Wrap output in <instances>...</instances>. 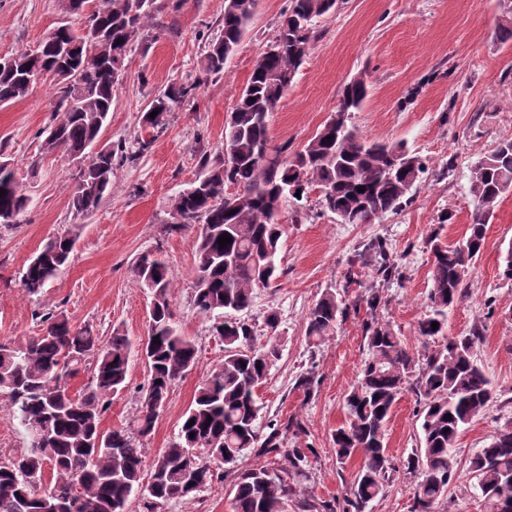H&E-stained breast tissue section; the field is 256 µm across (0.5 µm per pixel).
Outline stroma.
<instances>
[{
    "mask_svg": "<svg viewBox=\"0 0 512 512\" xmlns=\"http://www.w3.org/2000/svg\"><path fill=\"white\" fill-rule=\"evenodd\" d=\"M225 0H183L179 9L157 13L133 48L100 141H146L134 162L117 168L112 190L93 213L75 217L70 209L74 163L43 149L55 86L44 80L29 95L0 105V154L9 160L30 203L19 224L0 227V342L19 343L36 335L40 311L65 314L77 327L101 338L122 330L134 344L127 386L112 397L104 429L125 424L135 411L147 379L139 344L149 330L150 292L133 277L132 263L148 251L169 262L176 327L194 339V367L179 380L144 441L154 458L177 436L183 414L198 386L224 358V345L196 312L195 228L169 231L173 198L201 174L202 157L224 147V127L256 58L274 40L288 0H259L258 8L223 73L203 76L205 37L218 34ZM64 17L60 0H0V57L35 48ZM512 27L503 0H343L318 25V36L275 112L274 143L300 149L335 112L344 83L363 76L368 96L354 123L367 138L404 143L428 171L401 209L371 224H344L319 206L318 191L300 205L285 204V233L279 251L283 273L258 289L245 318L257 342L276 338L281 358L257 391L263 419L301 420L300 446L317 459L302 485L306 498L344 500L361 457L341 464L332 434L345 421L344 399L368 356L361 316L348 313L333 335L315 344L306 316L326 290L343 291L347 305L366 289L380 288L388 323L415 351L423 347L418 323L428 310L431 259L427 240L462 239L474 209L470 169L502 140L512 138ZM198 80L194 98L175 107L166 128H146L139 117L148 102L171 84ZM81 233L68 267L36 297L21 286V271L48 239L69 224ZM387 240L401 260L402 279L380 285L371 268L361 271L362 287L345 288L349 260L372 238ZM512 245V190L499 200L487 226L484 247L465 275L466 288L448 313L447 333L479 328L477 359L496 391L493 402L459 436L457 475L440 512H482L481 495L469 473L470 459L492 436L512 423V281L500 276ZM277 312L276 330L266 317ZM313 374L305 394L295 382ZM419 401L405 393L386 427L387 453L398 470L368 512H415L417 479L402 467L418 445Z\"/></svg>",
    "mask_w": 512,
    "mask_h": 512,
    "instance_id": "1",
    "label": "stroma"
}]
</instances>
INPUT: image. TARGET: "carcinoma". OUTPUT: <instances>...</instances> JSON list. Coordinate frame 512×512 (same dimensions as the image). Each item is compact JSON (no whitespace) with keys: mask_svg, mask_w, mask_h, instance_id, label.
I'll list each match as a JSON object with an SVG mask.
<instances>
[{"mask_svg":"<svg viewBox=\"0 0 512 512\" xmlns=\"http://www.w3.org/2000/svg\"><path fill=\"white\" fill-rule=\"evenodd\" d=\"M63 0L66 19L34 49L0 58V103L25 98L28 79L37 75L55 81L51 129L43 142L49 153L62 152L79 161L71 209L78 216L98 208L112 190L117 161H132L147 147L105 145L95 149L112 112L120 72L143 29L165 5L157 0ZM336 10V0H290L283 14L274 50L256 59L247 85L239 94L224 128V153L204 158V172L172 202L171 214L182 219L178 231L197 227L195 290L197 312L222 338L224 360L195 391L176 439L145 465L143 441L158 419L156 404L169 400L175 383L196 361L192 339L173 323L170 292L173 274L168 262L151 253L132 267L134 277L152 293L150 334L141 348L147 367L146 384L136 414L125 426L103 429L110 397L127 387L132 341L115 329L108 340L87 327H76L62 313L40 315V332L25 342H0V392L8 395L13 419L25 430L29 448L0 463V512H127L135 497L141 512H154L158 500L173 503L196 496L231 477L229 495L235 512H282L308 477L314 448H290L289 437L304 431L298 418L259 422L257 390L279 360L269 339L256 343L252 326L230 314L252 307L256 289L267 287L280 272L276 258L285 227L278 201L298 203L312 189L323 209L344 224H372L410 200L426 171L424 161L401 143L363 137L352 123L368 95L365 82L346 83L338 120H328L300 150L272 142L268 118L288 83L307 59L320 19ZM78 17L73 24L71 17ZM251 15L228 4L220 34L208 40L201 62L205 75H218L241 42ZM200 83L172 85L145 107L141 120L161 128L174 108L191 98ZM155 117H150V114ZM365 191H358L359 187ZM512 188V139L501 142L471 169L469 192L475 209L468 235L445 245L432 237V287L429 311L418 323L425 339L443 332L448 310L461 298L466 269L478 258L486 226L499 199ZM0 225L17 223L29 197L13 171L0 170ZM300 196H295V193ZM81 231L71 224L51 238L22 272L28 296L42 293L65 268ZM231 237L224 247L218 238ZM372 265L389 284L402 278L400 263L387 241L377 237L363 245L348 265L344 288L360 287L356 263ZM361 323L367 343L357 383L344 401L345 424L334 432L336 461L361 456L363 466L346 499L354 512L364 510L385 492L396 472L386 454L385 427L395 402L407 391L423 401L419 447L405 468L420 476L416 512H437L447 498L454 475L456 442L463 429L494 399L490 379L477 360L478 329L422 352L411 351L388 324L378 321L383 302L370 288ZM348 309L336 292L327 290L309 310L306 335L322 342ZM439 323L433 329L432 323ZM159 343H154V340ZM89 374L83 392H69L67 380ZM451 418H446V415ZM192 426H187V423ZM253 454L267 464L241 467ZM486 512H505L512 505V427L497 431L490 444L470 461ZM300 512H336V501L303 499Z\"/></svg>","mask_w":512,"mask_h":512,"instance_id":"cac0c4a2","label":"carcinoma"}]
</instances>
